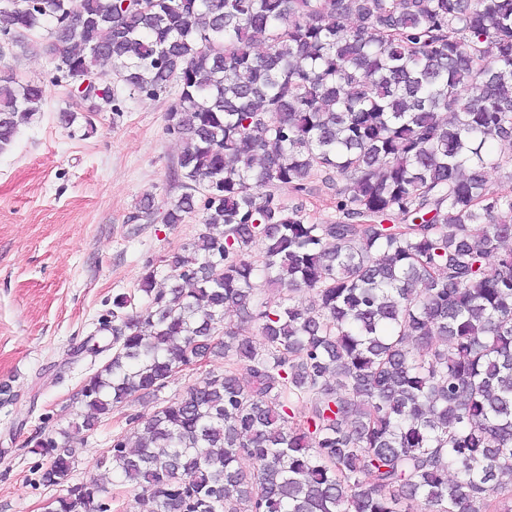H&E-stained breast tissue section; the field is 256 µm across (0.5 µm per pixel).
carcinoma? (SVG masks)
<instances>
[{"mask_svg":"<svg viewBox=\"0 0 512 512\" xmlns=\"http://www.w3.org/2000/svg\"><path fill=\"white\" fill-rule=\"evenodd\" d=\"M8 2L1 43L44 31L52 82L95 81L61 125L94 132L95 89L117 117L121 87L176 92L179 194L133 216L203 229L147 262L144 306L113 299L81 428L224 371L112 438L141 512H512V194L486 185L512 167V0ZM44 100L0 74V152ZM314 177L344 181L322 221ZM30 452L46 512H108L73 449ZM219 366L223 365L216 364V366L201 367L195 370H187L173 374L169 379L170 381L168 386L160 394L161 398H170L174 395H177L178 393L183 392L188 385L193 384L199 379L203 378L210 368H218Z\"/></svg>","mask_w":512,"mask_h":512,"instance_id":"cac0c4a2","label":"carcinoma"}]
</instances>
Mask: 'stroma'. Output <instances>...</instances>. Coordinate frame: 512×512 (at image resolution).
<instances>
[{"label": "stroma", "mask_w": 512, "mask_h": 512, "mask_svg": "<svg viewBox=\"0 0 512 512\" xmlns=\"http://www.w3.org/2000/svg\"><path fill=\"white\" fill-rule=\"evenodd\" d=\"M43 36L0 57V70L46 81L41 115L21 124L0 152V512H45L55 491L40 481L45 459L30 440L67 432L75 477L91 483L112 437L127 427L124 413L86 434L74 420L78 392L98 364L82 347L97 337L115 296L136 293L147 261L177 251L202 227L195 214L182 224H133L145 194L166 199L169 166L181 150L164 130L174 104L125 95L123 114L102 112L96 129L62 127L70 88L50 83L54 64Z\"/></svg>", "instance_id": "35a3bbf8"}]
</instances>
